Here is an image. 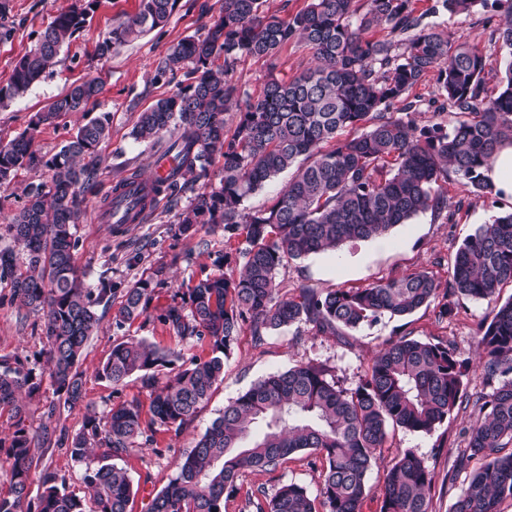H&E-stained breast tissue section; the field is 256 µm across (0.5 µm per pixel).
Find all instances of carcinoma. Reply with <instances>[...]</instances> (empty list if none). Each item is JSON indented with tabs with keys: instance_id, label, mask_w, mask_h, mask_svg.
<instances>
[{
	"instance_id": "carcinoma-1",
	"label": "carcinoma",
	"mask_w": 512,
	"mask_h": 512,
	"mask_svg": "<svg viewBox=\"0 0 512 512\" xmlns=\"http://www.w3.org/2000/svg\"><path fill=\"white\" fill-rule=\"evenodd\" d=\"M98 5L79 0L53 18L0 87V102L39 82ZM442 6L450 14L480 7L498 13L495 41L511 61L497 92L487 91L483 55L442 30L421 26L412 0H309L286 19L261 14L260 0H222L204 37L179 41L159 60L155 81L184 69L190 83L140 113L131 135L137 141L170 136L167 152L175 167L163 180L138 184L135 212L126 223H136L161 195L176 199L186 176H207L218 153L224 157L220 186L198 193L178 223L186 231L196 224L243 231L244 247L224 253V262L241 264L240 275L201 279L184 303L170 304L158 316L181 338H209L208 358L185 368L180 353L130 339L113 346L98 368V376L114 386L137 373L150 380L159 367L173 373L154 393L146 424L140 403L124 402L70 435L53 426L57 407L51 404L32 433L20 395L33 398L42 379L20 357L0 358V413L8 412L13 426L0 438L9 483L0 492V512H129L132 484L113 460L141 442L154 443L160 430L179 431L194 416L223 378L224 358L245 324L257 344L299 323L337 335L383 316H409L433 302L437 320L445 321L452 298L493 306L491 320L478 328L477 358L498 387L482 404L484 415L465 430L470 456L483 464L451 512H497L501 500L512 499V300L498 304L500 289L512 283V212L465 237L443 285L426 268L358 288L303 285L292 295L279 294L276 283L277 270L292 259L377 238L420 212L451 207L444 184L452 178L477 196L489 192L483 168L500 142L512 141V0H443ZM172 10L173 0H139L138 12L98 41L97 56L108 57L115 47L165 24ZM379 30L385 35L374 37ZM294 39L310 46L316 65L288 81L270 77L256 98L239 97L228 78L238 57L272 56ZM220 59L224 64H217ZM432 72L450 108L448 124L420 128L389 111ZM102 89L98 77L72 87L37 115L29 131L0 143V184L23 167L51 172L29 191L8 226L27 266L16 268L13 252L0 251V283L8 282L18 309L41 315L44 370L71 407L84 398L78 362L99 322L94 306L109 303L115 293L104 278L95 289L85 287L72 231L80 204L93 193L111 117L103 112L89 118L48 159L32 148L33 133L67 114L89 112ZM233 103L239 120L228 136L224 112ZM292 167V179L271 205L245 210L249 195ZM152 292L148 280L127 289L116 325L147 314ZM463 376L464 361L448 343L404 334L383 344L352 389L310 361L264 378L224 407L147 512H224V498L235 491L241 473L269 471L302 453L320 461L316 496L296 483L281 485L271 496L260 486L248 506L255 512H362L367 475L389 431L434 430L469 402ZM249 436L253 440L243 444ZM53 443L67 446L78 464L100 451L97 465L86 467L83 496L68 491L65 476L46 469L37 497H30L32 471ZM433 478L421 458L404 451L386 475L380 512H430Z\"/></svg>"
}]
</instances>
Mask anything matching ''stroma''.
<instances>
[{"instance_id":"stroma-1","label":"stroma","mask_w":512,"mask_h":512,"mask_svg":"<svg viewBox=\"0 0 512 512\" xmlns=\"http://www.w3.org/2000/svg\"><path fill=\"white\" fill-rule=\"evenodd\" d=\"M75 3L76 0H10L7 16L0 19V86L8 83L18 59L35 44L47 24ZM220 6L221 0H177L163 27L117 46L111 56L100 58L95 54L97 41L138 10V0H100L85 26L62 48L49 74L23 96L0 104L2 142L25 132L36 114L72 84L93 77L103 81L95 110L111 115L110 135L102 151L104 161L93 194L87 195L80 206L74 232L78 241L77 265L86 286L97 287L100 275L105 274L116 292L110 307L99 310V328L90 336L81 358L83 402L72 408L58 406L54 386L50 380H43L39 393L28 405L31 426L41 424L43 413L53 403L58 406V426L71 433L79 430L89 417L102 416L121 403L136 400L142 407H149L154 390L170 380L168 369L156 371L151 381L136 374L118 386L97 375L98 367L119 342L143 338L158 348L180 352L187 362L207 358L211 353L208 340L179 338L159 322L158 316L168 304L182 302L187 288L198 279L221 275L234 278L239 274V265L224 261L228 235L223 225L195 232L183 230L178 222L179 213L192 205L198 192L207 186H218L223 157L214 156L207 176L190 181L177 200L158 198L143 223H105L99 205L110 196L113 184L130 173L150 176L158 147L134 140L131 131L140 112L187 83L180 72L171 82H154L156 65L181 39L205 36L218 17ZM415 8L424 22L450 32L458 42L484 54L486 86L495 89L511 62L493 36L498 24L495 13L480 9L468 16H454L443 8L442 0H415ZM312 63L310 47L291 41L271 57H241L232 66L229 77L240 94L255 97L262 93L269 76L288 80ZM411 97L418 103V110L412 115L417 126L447 121V114L440 111L443 98L435 76L418 84ZM81 121V114L76 113L41 126L35 134L34 149L48 157L54 155L75 134ZM48 177L45 169L23 167L0 185V250L13 249L7 226L25 205L30 189ZM447 188L451 200L462 202L461 210L449 209L440 215L427 210L384 237L288 261L276 275L281 291H293L301 284L321 290L362 287L423 267L433 271L439 280H447V264L465 236L507 209L496 195L475 196L464 183L453 181ZM142 279L150 280L153 288L147 316L116 326L114 315L121 306V289ZM9 295V286L0 283V356L21 357L26 368L41 373L40 353L46 343L42 319L33 313L20 316L9 303ZM489 315L486 302L464 299L443 322L437 321L436 308L431 305L405 318L382 317L377 323L343 331L339 336L321 334L299 323L269 333L263 344L258 345L249 329H242L224 361L223 381L181 432H158L154 444L133 448L118 459V466L126 470L135 492L133 512H146L152 497L175 475L182 455L193 448L227 404L260 379L301 362L326 365L342 387L352 388L386 339L405 333L421 340L439 338L467 360L464 382L469 395H491L495 384L486 381L474 362L477 327ZM478 416V407L469 405L455 410L428 434L401 428L390 431L368 474L363 512H380L385 476L399 454L408 449L434 473L429 494L431 512H450L472 471L479 466L474 459L465 467L456 465L467 447L462 430ZM290 482L305 487L309 495H316L319 469L306 456L299 455L272 471L243 472L237 481V492L224 503V512H248L247 499L257 487H264L271 494Z\"/></svg>"}]
</instances>
